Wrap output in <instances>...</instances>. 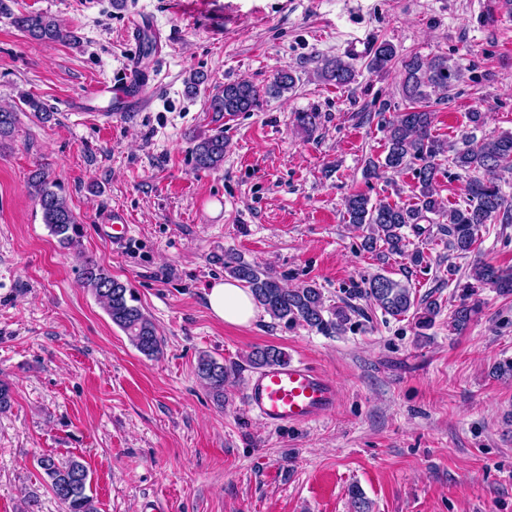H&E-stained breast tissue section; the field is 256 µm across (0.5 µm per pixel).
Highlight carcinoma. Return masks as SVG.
Segmentation results:
<instances>
[{
  "mask_svg": "<svg viewBox=\"0 0 512 512\" xmlns=\"http://www.w3.org/2000/svg\"><path fill=\"white\" fill-rule=\"evenodd\" d=\"M14 26L30 39L52 45L68 38V32L51 15L27 13L13 17ZM397 52L388 42L373 49L369 67L377 73L388 71ZM352 64L336 57L324 61L320 76L338 86L353 79ZM400 84L408 107L383 124L386 155L383 161H369L367 171L378 177L386 171L399 172L415 168L419 195L410 206L379 200L375 203L362 193L350 195L345 204L349 222L366 224L371 233L363 239L362 247L373 250L378 243L395 254H406L410 264L418 267L425 262L418 250L407 252V241L402 229L410 226L420 229V222L428 215L446 218L444 232L448 233V249L459 256H468L476 249L479 235L485 225L501 217L512 220V200L502 190L499 173L512 171V132L468 141L451 159L458 169L472 174L467 183V203L463 208L445 209L437 198L436 174L438 158L448 152V144L432 135L434 112L428 109L431 96L438 93L448 97V89L459 79L456 68L448 65V57H422L411 54L401 59ZM297 77L290 69L282 68L272 74L270 82L259 87L245 80L228 82L210 96L208 111L224 116H236L254 111L260 98L281 97L293 90ZM18 114L8 107H0V145L12 137ZM227 142L224 133L200 135L193 148V162L198 169H218L224 164ZM30 186L40 205L43 221L51 233L66 248L79 245V221L66 198L57 190V182L42 168L30 177ZM224 270L244 283L256 303L273 319L287 325H302L319 331H340L350 321L342 306L326 304L323 290L315 284L285 288L269 268L245 261L233 253L224 254ZM472 282L463 285L458 307L449 315V324L457 332L464 331L480 311V301L474 299L477 288L489 287L501 294H512V269L478 261L472 265ZM81 284L95 295L112 323L122 329L136 349L148 358L161 353V339L151 318L133 304L130 288L112 277L107 269L89 257L83 258ZM366 297L385 314L394 318L413 313L420 327L429 326L440 313L441 304L432 295L413 296L412 289L400 280L376 274L368 281ZM288 359L276 346L256 347L247 355L249 363L262 369L283 364ZM197 376L218 396H224L227 368L211 356H199ZM37 465L48 481L54 496L65 506V512H96L92 498L86 493L89 473L77 459L66 463L51 455L37 460Z\"/></svg>",
  "mask_w": 512,
  "mask_h": 512,
  "instance_id": "cac0c4a2",
  "label": "carcinoma"
}]
</instances>
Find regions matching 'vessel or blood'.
Here are the masks:
<instances>
[{
    "label": "vessel or blood",
    "instance_id": "b4317fda",
    "mask_svg": "<svg viewBox=\"0 0 512 512\" xmlns=\"http://www.w3.org/2000/svg\"><path fill=\"white\" fill-rule=\"evenodd\" d=\"M153 86V77L137 74L130 64L114 84L92 82L81 105L84 111H92L95 100L113 93L119 98L116 112L138 111L149 104ZM244 395L248 409L275 428L318 421L334 410L338 401L333 382L301 361L261 369L248 378Z\"/></svg>",
    "mask_w": 512,
    "mask_h": 512
}]
</instances>
